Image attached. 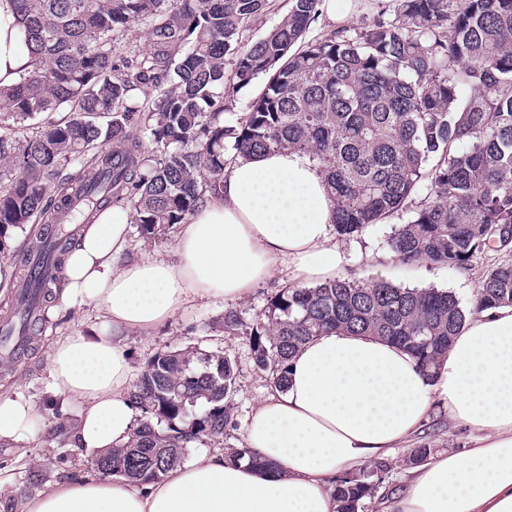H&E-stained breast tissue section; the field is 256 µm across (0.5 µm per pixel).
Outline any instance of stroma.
<instances>
[{
    "mask_svg": "<svg viewBox=\"0 0 512 512\" xmlns=\"http://www.w3.org/2000/svg\"><path fill=\"white\" fill-rule=\"evenodd\" d=\"M352 8L353 18L342 23L331 20L326 12H319L306 30V39L315 40L339 28L355 32L378 17L394 16L397 0H353ZM398 224V218L393 217L350 237L332 235V242L339 245L342 252L347 278L365 283L384 280L407 288L449 290L468 308L485 269L504 261L512 262V251H491L474 261L471 269L465 272L426 263L405 264L395 258L389 246ZM36 232L33 226L28 231L16 232L10 243V252L0 253V311L10 306L12 297L24 283V273L15 266L12 253L22 248L28 235ZM290 285L286 275L278 274L258 283L243 298L234 301L217 298L195 303L168 324L157 328L151 336L130 332L127 344L132 378H139L149 361L163 351L186 346L223 351L233 362L237 374V390L229 402L232 425L223 446L227 449L243 447L248 420L254 408L271 392L272 386L266 375L257 369L248 340L225 333L222 317L231 309L247 322L266 320L270 300ZM49 317L50 323L40 336L34 354L9 368L0 369V396L19 391L36 406L34 426L23 449H16L12 444H0V469L11 472L14 480L13 488L0 494L10 499L24 491L29 471H41L47 482L67 479L82 472L67 440L54 430L58 420L77 422L78 413L75 407L61 406L50 390L48 352L56 339L99 333L104 327V319L94 306L72 305L59 299L51 304ZM463 442V434L453 426L447 410L439 405L432 407L420 433L411 443L397 448L389 458L390 472L386 485L397 489L403 486L411 468L409 458L414 449L426 447L437 454L449 449L461 450Z\"/></svg>",
    "mask_w": 512,
    "mask_h": 512,
    "instance_id": "stroma-1",
    "label": "stroma"
}]
</instances>
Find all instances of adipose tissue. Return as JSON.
Here are the masks:
<instances>
[{"label": "adipose tissue", "instance_id": "obj_1", "mask_svg": "<svg viewBox=\"0 0 512 512\" xmlns=\"http://www.w3.org/2000/svg\"><path fill=\"white\" fill-rule=\"evenodd\" d=\"M21 30L15 0H0V87L33 67ZM132 215L123 203L98 212L65 264L62 299L94 305L112 327L58 339L49 353L52 392L79 409L70 446L82 459L123 446L139 424L127 331L148 336L195 301L242 298L283 262L301 285L340 272L324 177L297 151L226 166L222 192L181 224L172 259L123 262ZM288 370L244 434L265 467L228 463L217 449L143 485L89 470L46 483L22 512H336L337 476L392 455L437 404L467 430L464 450L410 470L380 512H512V307L465 323L431 377L399 346L341 331L307 342ZM35 415L22 393L0 399V442L26 440Z\"/></svg>", "mask_w": 512, "mask_h": 512}]
</instances>
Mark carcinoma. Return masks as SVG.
Returning a JSON list of instances; mask_svg holds the SVG:
<instances>
[{"label": "carcinoma", "mask_w": 512, "mask_h": 512, "mask_svg": "<svg viewBox=\"0 0 512 512\" xmlns=\"http://www.w3.org/2000/svg\"><path fill=\"white\" fill-rule=\"evenodd\" d=\"M33 70L0 88V252L30 224H44L14 261L27 271L21 354L35 349L59 274L77 243L70 224L128 202L146 240L160 238L221 188L226 154L274 149L307 155L324 173L333 224L350 237L397 216L390 248L403 263L467 270L488 250H512V0H399L395 17L350 34L303 41L319 0H290L288 14L233 63L240 85L264 76L244 121L224 125V56L269 0H16ZM144 24L145 52L118 67L120 37ZM154 86L155 95L136 92ZM156 150H143L140 132ZM89 174L62 177L69 165ZM512 306V263L488 269L473 311ZM456 295L347 278L288 288L267 321L224 313V332L245 335L257 368L285 389L287 363L331 330L374 336L408 352L428 375L466 322ZM237 376L220 351L156 354L130 395L141 412L124 448L95 462L131 482L151 483L188 448L224 440L225 402ZM202 406V412L195 411ZM232 463L262 465L248 448ZM336 478L337 512H361L388 475Z\"/></svg>", "instance_id": "carcinoma-1"}]
</instances>
